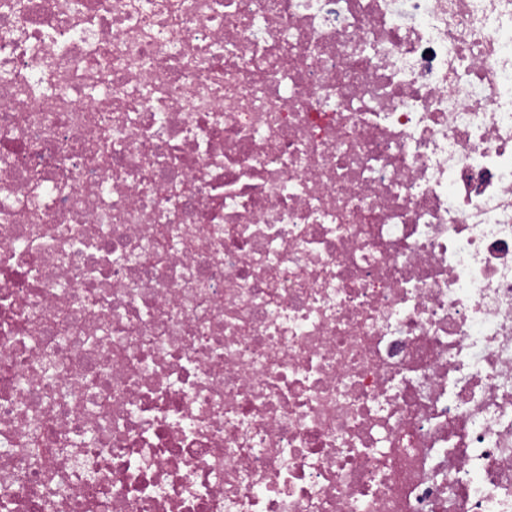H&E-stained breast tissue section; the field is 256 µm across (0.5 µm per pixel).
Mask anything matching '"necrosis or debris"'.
<instances>
[{"mask_svg": "<svg viewBox=\"0 0 512 512\" xmlns=\"http://www.w3.org/2000/svg\"><path fill=\"white\" fill-rule=\"evenodd\" d=\"M512 512V0H0V505Z\"/></svg>", "mask_w": 512, "mask_h": 512, "instance_id": "4bbe7bcc", "label": "necrosis or debris"}]
</instances>
